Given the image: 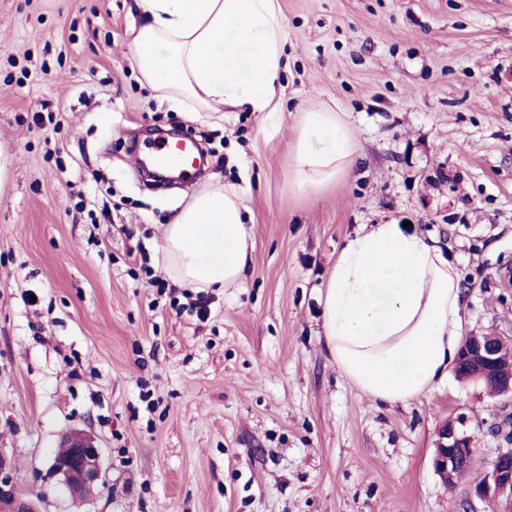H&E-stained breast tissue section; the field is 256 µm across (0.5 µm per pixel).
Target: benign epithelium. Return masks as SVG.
Masks as SVG:
<instances>
[{
  "label": "benign epithelium",
  "mask_w": 512,
  "mask_h": 512,
  "mask_svg": "<svg viewBox=\"0 0 512 512\" xmlns=\"http://www.w3.org/2000/svg\"><path fill=\"white\" fill-rule=\"evenodd\" d=\"M502 346L501 337L474 331L463 340L456 367L474 369L475 373L471 374L474 380L493 376V394L512 402V371H501ZM511 426L512 423L506 420L492 427V432L504 440L505 445L492 460L484 480L475 487L477 496L491 495L499 499L504 504L503 512H512V441L507 440ZM61 445L66 451L52 456L49 476L58 478L70 490L90 495L103 482L101 449L93 437L81 431L66 434ZM471 458L470 436L452 424L446 425L436 444L433 458L435 473L446 482L449 474L462 464L471 462ZM17 470L15 459L8 457L0 448V512H40L37 502L20 489Z\"/></svg>",
  "instance_id": "7a95c632"
}]
</instances>
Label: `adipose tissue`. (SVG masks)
<instances>
[{"mask_svg":"<svg viewBox=\"0 0 512 512\" xmlns=\"http://www.w3.org/2000/svg\"><path fill=\"white\" fill-rule=\"evenodd\" d=\"M128 54L140 80L183 112H271L285 59L276 0H134ZM356 146L334 112L301 114L291 148L295 188L346 175ZM249 186L207 185L173 209L159 245L178 287L223 293L251 265ZM458 270L438 246L397 224L346 240L323 302L324 346L368 397L398 404L434 390L455 367L464 333Z\"/></svg>","mask_w":512,"mask_h":512,"instance_id":"obj_1","label":"adipose tissue"}]
</instances>
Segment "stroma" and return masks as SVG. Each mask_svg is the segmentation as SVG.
Listing matches in <instances>:
<instances>
[{
	"label": "stroma",
	"instance_id": "stroma-1",
	"mask_svg": "<svg viewBox=\"0 0 512 512\" xmlns=\"http://www.w3.org/2000/svg\"><path fill=\"white\" fill-rule=\"evenodd\" d=\"M131 0H0V448L42 512H499L472 494L512 403L456 375L382 404L322 342V292L345 239L408 223L455 260L466 332L512 341V0H277L281 104L176 112L128 60ZM343 113L351 173L289 180L300 112ZM195 136L202 174L138 169L133 142ZM248 181L255 249L206 321L139 270L170 207ZM468 471L432 467L445 423ZM102 450L75 499L47 476L61 437Z\"/></svg>",
	"mask_w": 512,
	"mask_h": 512
}]
</instances>
